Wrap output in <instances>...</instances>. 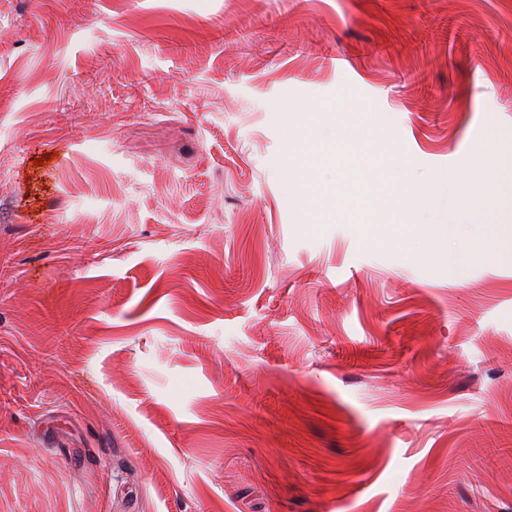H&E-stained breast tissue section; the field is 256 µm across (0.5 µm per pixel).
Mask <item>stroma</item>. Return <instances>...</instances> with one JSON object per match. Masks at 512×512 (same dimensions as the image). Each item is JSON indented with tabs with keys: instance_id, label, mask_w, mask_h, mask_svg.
I'll return each mask as SVG.
<instances>
[{
	"instance_id": "stroma-1",
	"label": "stroma",
	"mask_w": 512,
	"mask_h": 512,
	"mask_svg": "<svg viewBox=\"0 0 512 512\" xmlns=\"http://www.w3.org/2000/svg\"><path fill=\"white\" fill-rule=\"evenodd\" d=\"M475 233L512 0H0V512H512ZM500 164L495 136L490 133L472 153L468 169L456 178L459 196L466 202V212L484 211L493 206L494 201L484 187L496 177Z\"/></svg>"
}]
</instances>
